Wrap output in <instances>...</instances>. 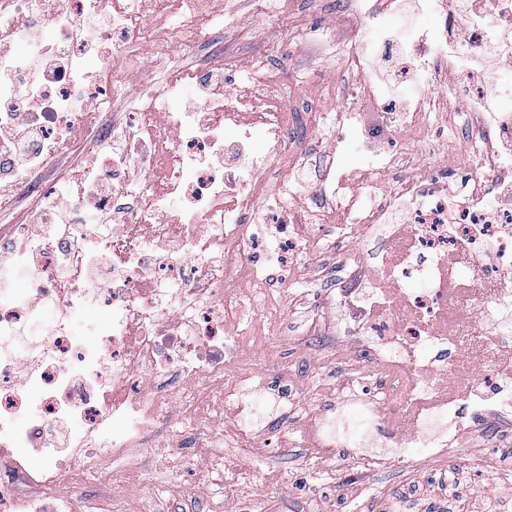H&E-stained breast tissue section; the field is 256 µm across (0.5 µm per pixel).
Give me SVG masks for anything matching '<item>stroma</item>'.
<instances>
[{"label":"stroma","mask_w":512,"mask_h":512,"mask_svg":"<svg viewBox=\"0 0 512 512\" xmlns=\"http://www.w3.org/2000/svg\"><path fill=\"white\" fill-rule=\"evenodd\" d=\"M355 25L346 0H209L193 50L177 46L157 59L145 49L138 65L115 70L119 90L103 118L124 127L131 101L172 81L184 96H195L199 71L223 73L225 87L241 95L273 80L293 132L317 146V162H326L328 150L340 144V166L364 186L373 152L336 140V117L361 81L348 63ZM227 59L235 69L225 73ZM459 86L444 73L429 86L404 81L396 102L424 99L425 135L417 139L392 128L377 138L376 150H398L411 172L453 166L454 189L463 192L479 172L482 144ZM262 181L268 190L287 182L290 215L312 209V186L293 178L286 161L264 171ZM335 237L334 227L325 225L315 255L293 268L290 288H272L268 299L252 293L241 309L244 338L235 370L262 380L266 406L249 438L238 442L235 422L225 416L211 433L222 436V447L200 436L192 468L174 469L160 452L121 484L100 486L110 512H512L510 414L469 412V430L439 454L417 455L409 467L380 447L373 450L376 463L368 465L347 448L300 445L316 415L341 406L336 384L349 362L365 357L352 341L336 338L334 328L311 332L305 323L307 310L321 307L336 283Z\"/></svg>","instance_id":"1"}]
</instances>
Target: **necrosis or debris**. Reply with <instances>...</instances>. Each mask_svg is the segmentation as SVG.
I'll list each match as a JSON object with an SVG mask.
<instances>
[{
  "mask_svg": "<svg viewBox=\"0 0 512 512\" xmlns=\"http://www.w3.org/2000/svg\"><path fill=\"white\" fill-rule=\"evenodd\" d=\"M52 0H0V129L22 118L37 139L31 169L46 165L75 125L102 112L86 84L89 68L132 65L137 48L157 55L169 42L143 17L141 0H67L64 15L43 11ZM475 0H452L434 30H407L390 41L398 74L442 67L475 84L466 109L484 144L482 172L464 199L450 177L400 173L404 157L377 154L369 182L375 198L362 208L349 175L316 170L307 141L289 133L286 112L259 111L245 97L214 99L211 77L188 100L169 89L161 103L134 113L102 140L104 164L89 165L81 185L60 184L40 196L38 218L14 224L0 249V512H101L87 488L104 474L123 478L145 467L154 448L187 456L186 432L203 418L232 412L239 438L263 417L257 386L232 375L240 349L236 319L258 234L253 215L262 198L260 174L289 157L307 171L318 201L303 221L282 220L277 238L292 260L317 245V225L335 221L348 287L331 305L336 333L360 339L368 360L343 385L361 390L357 410L319 415L305 442L314 448H359L384 431L395 461L411 464L426 448H442L464 402L495 400L512 412V103L490 106L481 84L512 69V0H490L485 18L456 27ZM53 53L57 72L33 79L32 56ZM355 44L351 64L363 75L339 115L337 139H361L364 101H389L391 90ZM253 127L240 124L241 111ZM240 129V165L224 162V129ZM266 131L258 150L252 130ZM152 143V168L130 175L132 143ZM112 193L101 203L110 234L76 215L84 190L102 179ZM101 313L89 341L75 339L73 315ZM39 400H32V392ZM35 450L51 466L37 492L15 456Z\"/></svg>",
  "mask_w": 512,
  "mask_h": 512,
  "instance_id": "necrosis-or-debris-1",
  "label": "necrosis or debris"
}]
</instances>
